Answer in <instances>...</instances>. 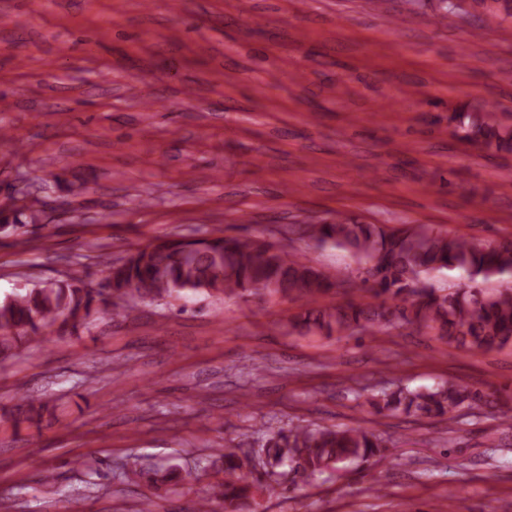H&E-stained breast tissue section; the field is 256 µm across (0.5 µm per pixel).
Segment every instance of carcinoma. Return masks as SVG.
I'll return each instance as SVG.
<instances>
[{
    "instance_id": "carcinoma-1",
    "label": "carcinoma",
    "mask_w": 512,
    "mask_h": 512,
    "mask_svg": "<svg viewBox=\"0 0 512 512\" xmlns=\"http://www.w3.org/2000/svg\"><path fill=\"white\" fill-rule=\"evenodd\" d=\"M473 15L484 30L512 19V0H474ZM493 101L478 109L465 105L448 112V125L460 138L482 150L512 152V124L501 122ZM304 234L317 247L349 253L366 266L377 264L378 280L364 277L335 279L271 244L237 237L168 240L106 262V288L78 280H60L24 288L0 300V353L21 342H38L46 330L75 333L92 314L121 309L128 319L138 311L130 303L178 297L183 292L210 296L281 294L306 302L334 289L362 287L378 304L348 300L332 308L309 310L288 321L293 330L325 335L353 329H384L401 324L428 328L442 339L470 350L490 351L512 344V239L487 242L450 236L425 224H360L338 216L332 223L307 224ZM443 270L459 272L471 287L435 288L425 279ZM494 396L446 382L431 388L397 385L371 400L379 412L444 417L457 410L490 406ZM258 463L268 475L260 484L245 474L251 460L237 447L220 455L224 484L219 494L224 512H255L258 494H272L287 475L284 467L299 459L304 472L318 476L330 469L344 470L387 452L383 440L361 428L329 429L292 425L275 431L261 426L257 438ZM155 486L184 480L178 465L147 466L140 471Z\"/></svg>"
}]
</instances>
